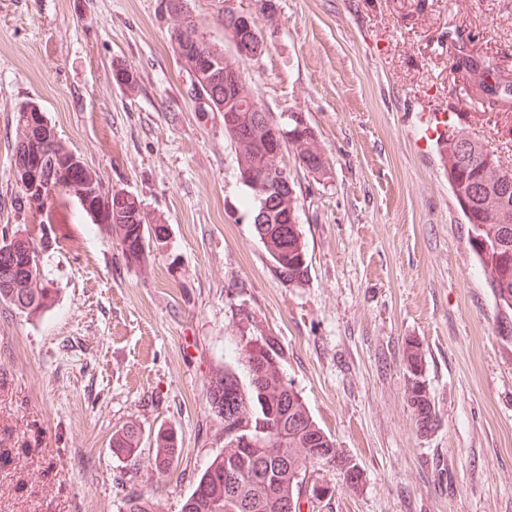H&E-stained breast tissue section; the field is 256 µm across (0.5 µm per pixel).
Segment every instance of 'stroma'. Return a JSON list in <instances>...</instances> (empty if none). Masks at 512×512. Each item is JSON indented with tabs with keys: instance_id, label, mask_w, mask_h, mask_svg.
Returning a JSON list of instances; mask_svg holds the SVG:
<instances>
[{
	"instance_id": "1",
	"label": "stroma",
	"mask_w": 512,
	"mask_h": 512,
	"mask_svg": "<svg viewBox=\"0 0 512 512\" xmlns=\"http://www.w3.org/2000/svg\"><path fill=\"white\" fill-rule=\"evenodd\" d=\"M239 0L267 50L248 87L275 121L303 113L329 162L312 177L292 153L297 223L310 261L280 280L253 224L220 112L197 111L157 0H0V228L45 241L52 304L29 316L0 303V512H124L153 495L180 512L224 422L212 372L246 369L240 340L275 337L281 372L361 470L313 512H512V338L469 240L437 147L420 151L416 108L456 99L467 129L512 161V101L488 108L465 50L512 82V0ZM484 39L457 47L454 30ZM131 66L135 91L116 85ZM36 102L58 139L103 185L137 195L169 228L144 268L74 195L54 221L16 206L17 110ZM425 352L437 427L419 432L402 350ZM137 421L145 446L113 455ZM179 438L161 476L151 439Z\"/></svg>"
}]
</instances>
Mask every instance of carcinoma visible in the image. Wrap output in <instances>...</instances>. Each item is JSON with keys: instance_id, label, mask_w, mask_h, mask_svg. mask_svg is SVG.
Returning <instances> with one entry per match:
<instances>
[{"instance_id": "obj_1", "label": "carcinoma", "mask_w": 512, "mask_h": 512, "mask_svg": "<svg viewBox=\"0 0 512 512\" xmlns=\"http://www.w3.org/2000/svg\"><path fill=\"white\" fill-rule=\"evenodd\" d=\"M172 34L180 35L187 52L209 59V67L198 76L181 70L188 82L198 86L211 102L208 111H221L224 106V50L205 39L195 18L184 12L174 25ZM118 85L133 91L138 85L136 72L127 65L115 71ZM38 106L27 103L18 110V141L15 161L26 156H42L55 161L54 178L81 179L82 171L73 167L72 155L58 139L28 135L24 112H35ZM463 115L448 118V138L440 143L442 165L448 173V183L458 207L469 224L470 241L480 262L486 283L495 299L498 318L512 319V193L505 194L503 181L512 184V169H504L499 160L486 162V146L478 139L466 156L458 155L457 137L464 132ZM224 131L235 143L238 173H262L265 156L263 137L255 136L244 142L237 140L232 125ZM290 137L284 145L296 161L321 159L328 166L324 150L317 139L290 126ZM112 223L105 230L118 241L122 257L128 266L146 264V247L157 243L168 233L167 225L149 220L138 196H128L123 207L111 210ZM259 237H267V252L282 281L299 286L309 280L310 266L302 233L298 225L280 222V213L272 212L267 223L255 225ZM41 247L28 238L16 243L14 259L0 260V302L29 315L43 312L52 300L49 282L42 278L37 257ZM247 381H241L234 370L226 366L209 377L205 398L210 410L224 420V450L206 465L191 494L182 504L181 512H284L288 500L298 499L300 486L308 471V451L305 442H318L327 434L311 415L305 401L288 385L280 369L281 347L273 339L250 337L241 346ZM403 361L407 375L406 398L417 429L422 433L438 425L435 404L421 374L425 354L420 343L405 342ZM142 444V432L135 422H128L112 433V452L124 456L137 455ZM151 444L156 468L165 473L177 458L178 440L170 429H158ZM332 459L344 476L351 477L349 486L359 485L361 471L336 448L333 439L327 441ZM125 512H158V503L147 495H132L125 500Z\"/></svg>"}]
</instances>
